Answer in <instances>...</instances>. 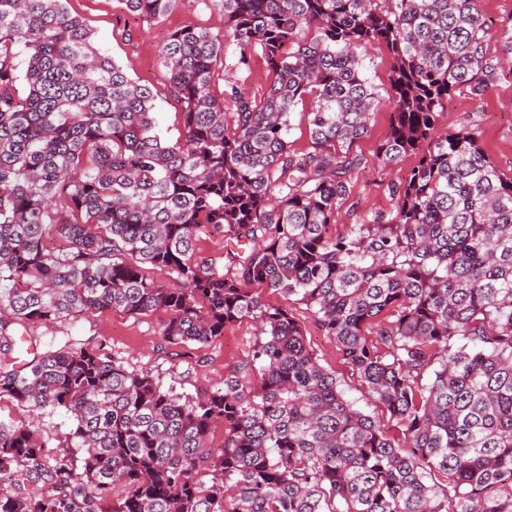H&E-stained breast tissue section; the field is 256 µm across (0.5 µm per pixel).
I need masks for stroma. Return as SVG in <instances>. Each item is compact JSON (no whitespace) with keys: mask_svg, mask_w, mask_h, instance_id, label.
Wrapping results in <instances>:
<instances>
[{"mask_svg":"<svg viewBox=\"0 0 512 512\" xmlns=\"http://www.w3.org/2000/svg\"><path fill=\"white\" fill-rule=\"evenodd\" d=\"M71 14L83 19L94 32L101 51L122 65L132 79L149 86L155 95V112L163 139H179L182 127L181 105L173 97L163 76L159 51L169 33L191 24L209 32L223 34L224 13L216 6L204 8L195 0H183L180 7L168 17L151 20L130 13L123 0H67ZM482 10L493 23V34L486 46L490 58H507L511 51L507 41L512 38V0H482ZM239 52L229 45L216 63L213 91L222 94L227 83H238L253 95L263 94L270 78L260 54H253L250 70L238 63ZM365 73L379 94L381 104L372 117L368 133L352 147L364 163L350 177V192L336 212L338 230L359 224L376 211L391 210L396 200L395 186L403 184L417 165L419 153L406 155L399 163L380 165L375 160L377 149L390 124L391 66L390 53L385 45H373L365 61ZM475 129L479 143L496 169L505 177H512V75L498 73L488 78L481 93H455L445 102L438 117V128L455 132L462 128ZM266 300L273 305L288 306L304 329L307 344L318 355L322 365L334 372L342 382L346 397L364 413H373L375 405L366 388L351 377L336 350V344L326 336L313 320L305 306L277 292H269ZM162 314L133 316L120 311L106 310L91 318L71 323L72 335L87 340L90 348L114 356L138 369L149 371L163 388L181 398H200L213 385L223 382L234 367L245 360L257 337L254 323L242 320L226 328L223 336L205 347L189 346L188 356L180 357L175 347H161L159 325ZM0 418L16 424L35 423L47 433L44 452L55 456L68 450L72 457H81L82 451L66 445L72 427L66 413L34 416L26 407L10 401L0 402Z\"/></svg>","mask_w":512,"mask_h":512,"instance_id":"stroma-1","label":"stroma"}]
</instances>
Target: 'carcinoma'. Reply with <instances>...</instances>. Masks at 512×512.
Returning <instances> with one entry per match:
<instances>
[{"label":"carcinoma","mask_w":512,"mask_h":512,"mask_svg":"<svg viewBox=\"0 0 512 512\" xmlns=\"http://www.w3.org/2000/svg\"><path fill=\"white\" fill-rule=\"evenodd\" d=\"M181 2L124 0L154 20ZM199 2L224 10V34L184 25L162 45L184 131L168 143L152 89L66 0H0V400L65 410L83 450L50 459L0 419V512H512V178L473 131H436L445 101L496 69L481 0ZM228 42L245 69L264 59L262 95L212 92ZM376 43L393 60L376 161L423 152L392 210L338 232L379 104ZM209 230L221 257L199 255ZM267 289L306 306L401 439L345 398ZM107 309L164 313V347L245 318L259 339L190 402L67 332L27 330ZM309 99L305 97L303 103L299 101L291 114V132L289 139L293 142V149L302 154L310 148L308 125Z\"/></svg>","instance_id":"obj_1"}]
</instances>
